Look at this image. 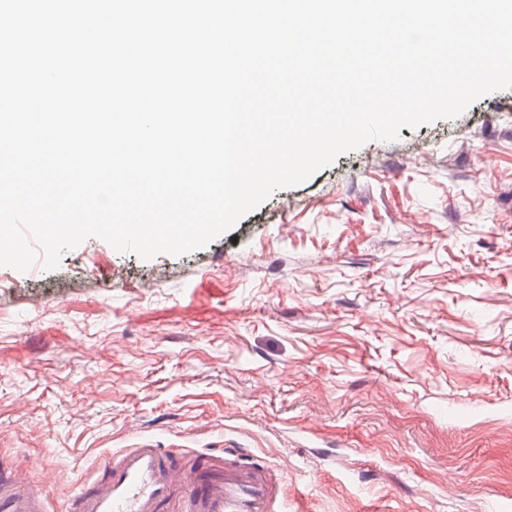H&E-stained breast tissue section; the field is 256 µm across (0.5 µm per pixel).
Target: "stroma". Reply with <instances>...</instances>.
I'll use <instances>...</instances> for the list:
<instances>
[{
	"mask_svg": "<svg viewBox=\"0 0 512 512\" xmlns=\"http://www.w3.org/2000/svg\"><path fill=\"white\" fill-rule=\"evenodd\" d=\"M276 465L287 512H512V89L371 140L202 247L0 266V484Z\"/></svg>",
	"mask_w": 512,
	"mask_h": 512,
	"instance_id": "stroma-1",
	"label": "stroma"
}]
</instances>
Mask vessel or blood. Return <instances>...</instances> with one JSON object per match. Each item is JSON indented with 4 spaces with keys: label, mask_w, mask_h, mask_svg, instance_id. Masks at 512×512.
Masks as SVG:
<instances>
[{
    "label": "vessel or blood",
    "mask_w": 512,
    "mask_h": 512,
    "mask_svg": "<svg viewBox=\"0 0 512 512\" xmlns=\"http://www.w3.org/2000/svg\"><path fill=\"white\" fill-rule=\"evenodd\" d=\"M107 479L77 487L71 503L57 512H166L176 468L172 451L151 442L113 455ZM278 472L252 461L243 448L224 451L221 477L199 471L179 512H285ZM0 512H48L44 498L0 491Z\"/></svg>",
    "instance_id": "obj_1"
}]
</instances>
